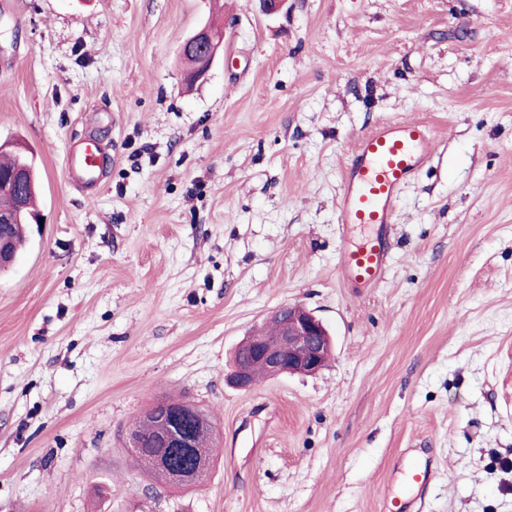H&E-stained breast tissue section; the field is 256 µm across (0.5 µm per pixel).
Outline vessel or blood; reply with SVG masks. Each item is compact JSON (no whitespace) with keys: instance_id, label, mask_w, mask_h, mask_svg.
Segmentation results:
<instances>
[{"instance_id":"b4317fda","label":"vessel or blood","mask_w":512,"mask_h":512,"mask_svg":"<svg viewBox=\"0 0 512 512\" xmlns=\"http://www.w3.org/2000/svg\"><path fill=\"white\" fill-rule=\"evenodd\" d=\"M437 140L421 121H392L377 125L357 140L343 170L336 200V222L346 246L338 256V273L358 286L378 284L390 261L387 230L394 221L399 195L431 161ZM68 172L85 186H96L100 157L90 145L72 150ZM370 234L357 246L349 241L355 227Z\"/></svg>"}]
</instances>
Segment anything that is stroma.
Returning <instances> with one entry per match:
<instances>
[{"instance_id":"stroma-1","label":"stroma","mask_w":512,"mask_h":512,"mask_svg":"<svg viewBox=\"0 0 512 512\" xmlns=\"http://www.w3.org/2000/svg\"><path fill=\"white\" fill-rule=\"evenodd\" d=\"M212 16L228 51L187 85ZM399 119L437 152L355 288L342 169ZM0 139L43 218L0 274V512H382L406 448L432 460L421 512H512V0H0ZM285 304L323 321L326 365L227 385ZM170 397L214 425L196 487L126 446ZM72 150L67 158L68 172L76 181L86 187H94L100 178V156L88 144Z\"/></svg>"}]
</instances>
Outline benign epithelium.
I'll return each mask as SVG.
<instances>
[{
	"instance_id": "1",
	"label": "benign epithelium",
	"mask_w": 512,
	"mask_h": 512,
	"mask_svg": "<svg viewBox=\"0 0 512 512\" xmlns=\"http://www.w3.org/2000/svg\"><path fill=\"white\" fill-rule=\"evenodd\" d=\"M223 43V30L207 21L202 24L181 48L185 57L195 60L194 66L185 73V80L191 83L206 79L214 59ZM31 180V173L23 168L17 169L0 186L10 185L17 194V210L12 214L0 213V224H12L21 220L22 214L29 210L25 188ZM277 335L249 336L242 341L233 359V367L227 375V381L241 391L250 390L255 383L253 366L260 364L270 376L281 374H314L324 365L331 341L322 322L312 313L296 307L283 306L273 314ZM163 441L172 448L180 449L179 458L167 452H159L157 465L164 469L170 478L181 484H200V473L206 466L205 451L196 448L181 433L173 432Z\"/></svg>"
}]
</instances>
